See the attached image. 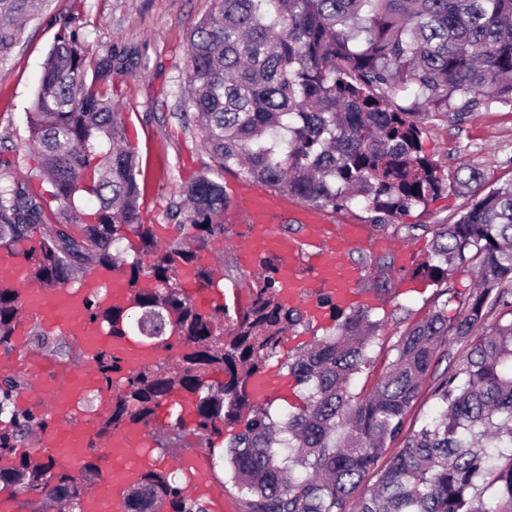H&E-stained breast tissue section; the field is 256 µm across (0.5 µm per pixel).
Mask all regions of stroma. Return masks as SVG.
<instances>
[{"label": "stroma", "instance_id": "stroma-1", "mask_svg": "<svg viewBox=\"0 0 512 512\" xmlns=\"http://www.w3.org/2000/svg\"><path fill=\"white\" fill-rule=\"evenodd\" d=\"M213 0H49L25 30L12 63L0 70V183L21 186L45 206L47 223L62 219V205L38 170L29 140L26 114L31 109L43 64L62 29L78 30L89 57L126 56L127 68L113 73L101 88L122 112L129 146L138 159L140 221L159 245L180 236L171 203L181 201L185 184L212 171L214 162L201 134L180 107L185 89L187 45L191 32L211 10ZM423 148L439 166L445 189L427 204L412 206L398 223L416 225L414 238L368 221L361 201L323 209L328 236L344 239L351 226L367 238L354 244L353 260L362 274L358 288L368 295L372 318L384 326L375 338L371 359L354 375V391L371 390L392 357L391 347L409 326L429 312L456 316L473 291L474 277L462 268L445 284L419 273L431 252L432 225L455 222L474 202L460 178L470 169L483 175L490 191L512 180V102L489 94L454 93L447 110L423 121ZM244 224H228L224 237L197 251L199 263L224 280V293L198 299L202 310L248 302L257 266H246L239 243Z\"/></svg>", "mask_w": 512, "mask_h": 512}]
</instances>
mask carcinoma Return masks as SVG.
Segmentation results:
<instances>
[{"instance_id":"1","label":"carcinoma","mask_w":512,"mask_h":512,"mask_svg":"<svg viewBox=\"0 0 512 512\" xmlns=\"http://www.w3.org/2000/svg\"><path fill=\"white\" fill-rule=\"evenodd\" d=\"M47 0H0V68L20 44L24 26ZM183 111L222 172L263 183L321 208L359 199L386 222L424 204L445 186L423 149L421 117L394 104L411 93L417 106H448L455 92H490L512 100V0H213L187 48ZM123 68L121 59L88 58L74 30L61 33L43 67L32 111L30 140L42 176L64 206L65 222L48 224L42 203L21 188L0 187V248H14L29 278L55 289L77 272L115 267L112 248L136 234L138 258L120 270L132 306L89 301L93 320L110 335L141 336L149 346L183 352L126 374L104 352L98 368L112 384L97 436L126 422L151 425L174 394L189 399L193 432L206 444L224 430L225 457L242 494L243 512H512V182L476 201L453 224H437L432 254L419 272L442 283L473 265L477 290L453 321L435 310L392 346L381 379L367 394L351 379L368 361L382 321L349 313L322 298L338 333L316 340L288 362L307 389L303 405L276 424L252 398L249 379L265 368L283 336L306 313L279 294V262L260 260L251 302L230 317L224 307L202 311L181 289L189 271L213 287L212 271L197 264L195 247L224 237L230 201L224 184L201 175L184 187L189 206L179 227L192 232L165 248L139 221L135 155L125 142L122 114L95 88ZM93 73L87 84V73ZM82 199L94 201L87 213ZM497 321L485 325L488 309ZM24 312L20 293L0 282V348ZM466 343L468 353L431 380L433 416L401 437L440 349ZM228 376L213 381L211 374ZM18 373L0 376V414L25 389ZM44 420L14 411L0 429V489L61 496L80 506L101 470L91 456L78 474L53 461L17 453ZM178 416L165 426L166 447L180 448ZM207 512L188 486L150 470L130 485L126 512Z\"/></svg>"}]
</instances>
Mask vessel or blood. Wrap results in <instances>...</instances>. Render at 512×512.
<instances>
[{
	"label": "vessel or blood",
	"mask_w": 512,
	"mask_h": 512,
	"mask_svg": "<svg viewBox=\"0 0 512 512\" xmlns=\"http://www.w3.org/2000/svg\"><path fill=\"white\" fill-rule=\"evenodd\" d=\"M282 212L292 213L301 224L302 238L272 232L270 223ZM234 214L248 226L243 238V256L255 262L262 256L276 255L289 301L302 304L314 321H324L325 315L318 302L306 299L308 286H315L345 308L364 304L365 296L356 288L361 271L352 264L348 245L326 238L324 217L319 211L296 204L282 194L252 189L240 194L234 204ZM307 245L312 246V253H304ZM0 279L19 290L28 318L41 320L60 335L77 339L82 349L80 364L65 373L47 359L33 364L30 392L41 398L46 415V426L37 435V447L50 449L55 460L70 464L81 461L90 450H98L104 462L103 474L93 494L82 501L81 508L83 512H124L125 493L134 476L158 464L157 459L141 451L145 427L139 423L124 424L95 448L91 445V422L68 419L88 391L104 393L108 390L95 365L97 353L111 352L128 372L152 362L158 355L155 349L104 334L100 325L90 318L87 299L96 288H105L109 299H126L128 289L122 275L115 270L94 273L84 279L81 287L64 284L45 291L31 287L23 261L2 248ZM287 389V380L272 369L249 381L250 394L256 400L284 394ZM192 465L195 491L205 498L208 512H231V503L215 490L207 457L194 455Z\"/></svg>",
	"instance_id": "1"
}]
</instances>
